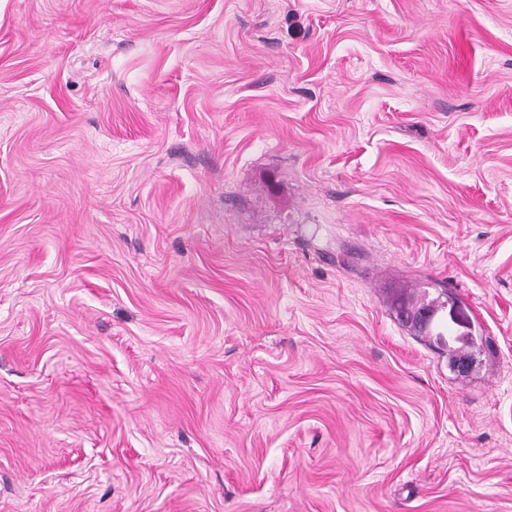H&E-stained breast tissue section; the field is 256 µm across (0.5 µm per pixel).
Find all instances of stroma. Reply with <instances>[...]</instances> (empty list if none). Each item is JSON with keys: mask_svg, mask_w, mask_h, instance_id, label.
<instances>
[{"mask_svg": "<svg viewBox=\"0 0 512 512\" xmlns=\"http://www.w3.org/2000/svg\"><path fill=\"white\" fill-rule=\"evenodd\" d=\"M0 512H512V0H0ZM402 319L414 330L426 336H432V323L435 317V310H430L428 307L419 309L418 307L404 305L400 309ZM448 325L454 328V335L452 336L458 342H462L465 345H473L472 334L470 332H459L456 328H469L471 325L467 321L466 315L464 314L462 308L456 304L449 308L448 310Z\"/></svg>", "mask_w": 512, "mask_h": 512, "instance_id": "35a3bbf8", "label": "stroma"}]
</instances>
